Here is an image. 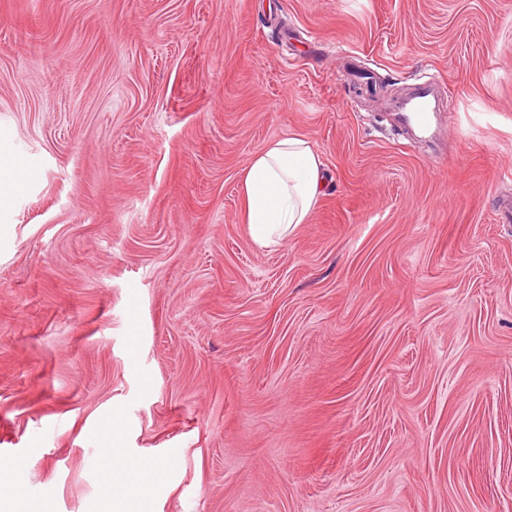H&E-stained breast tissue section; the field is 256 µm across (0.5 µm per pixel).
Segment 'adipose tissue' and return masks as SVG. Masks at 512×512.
Masks as SVG:
<instances>
[{
    "label": "adipose tissue",
    "mask_w": 512,
    "mask_h": 512,
    "mask_svg": "<svg viewBox=\"0 0 512 512\" xmlns=\"http://www.w3.org/2000/svg\"><path fill=\"white\" fill-rule=\"evenodd\" d=\"M326 184L323 162L307 139L289 134L269 141L252 156L240 175L238 191L245 224L253 243L273 249L307 223ZM104 458L122 465V492L102 487L96 512H154L152 489L164 483L168 466L149 457L129 456L117 422L105 426ZM19 463L0 459V512H54L51 498H30L17 478Z\"/></svg>",
    "instance_id": "obj_1"
}]
</instances>
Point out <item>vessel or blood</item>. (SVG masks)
Listing matches in <instances>:
<instances>
[{"mask_svg":"<svg viewBox=\"0 0 512 512\" xmlns=\"http://www.w3.org/2000/svg\"><path fill=\"white\" fill-rule=\"evenodd\" d=\"M439 93L436 85H413L395 104L393 118L409 137L434 138L439 129Z\"/></svg>","mask_w":512,"mask_h":512,"instance_id":"b4317fda","label":"vessel or blood"}]
</instances>
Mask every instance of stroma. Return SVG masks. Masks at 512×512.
<instances>
[{
  "instance_id": "stroma-1",
  "label": "stroma",
  "mask_w": 512,
  "mask_h": 512,
  "mask_svg": "<svg viewBox=\"0 0 512 512\" xmlns=\"http://www.w3.org/2000/svg\"><path fill=\"white\" fill-rule=\"evenodd\" d=\"M446 91L438 145L386 108ZM330 176L261 250L253 154ZM0 456L93 512H512V0H0ZM105 434L108 438L104 450L106 462L122 463L123 493L115 492L110 484L102 487L96 502L95 512H154V499L150 491L157 485L164 483L168 475V466L164 461L149 457H131L127 454L122 442V428L118 422H108L105 425ZM138 503L137 511H130V501Z\"/></svg>"
}]
</instances>
